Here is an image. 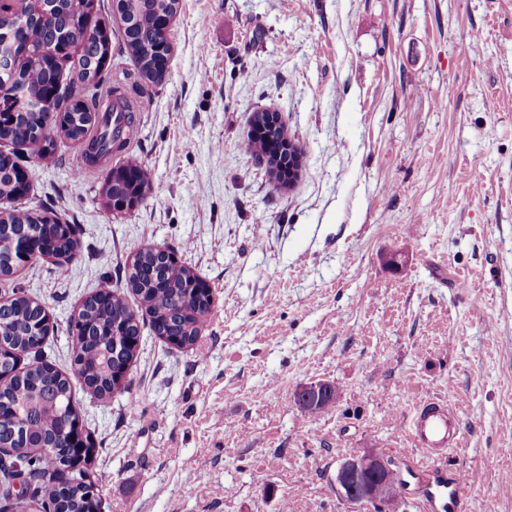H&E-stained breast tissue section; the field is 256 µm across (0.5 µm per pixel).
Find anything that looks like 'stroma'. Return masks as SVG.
Masks as SVG:
<instances>
[{"instance_id": "35a3bbf8", "label": "stroma", "mask_w": 512, "mask_h": 512, "mask_svg": "<svg viewBox=\"0 0 512 512\" xmlns=\"http://www.w3.org/2000/svg\"><path fill=\"white\" fill-rule=\"evenodd\" d=\"M165 80L136 86L130 153L151 173L115 215L61 141L27 207L81 228L65 276L16 281L45 305V350L71 372L68 322L141 247L172 249L211 287L194 347L143 331L123 390L77 404L104 512H351L341 460L383 456L419 512L416 406L460 421L442 464L465 512H512V0H182ZM279 113L302 152L277 186L242 143ZM467 279L469 291L456 283ZM326 380L334 403L295 394Z\"/></svg>"}]
</instances>
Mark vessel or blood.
<instances>
[{"label":"vessel or blood","mask_w":512,"mask_h":512,"mask_svg":"<svg viewBox=\"0 0 512 512\" xmlns=\"http://www.w3.org/2000/svg\"><path fill=\"white\" fill-rule=\"evenodd\" d=\"M410 433L417 446L435 452L457 447L461 432L459 422L447 402L426 400L416 410ZM462 476L447 478L441 467H434L424 482L427 512H461Z\"/></svg>","instance_id":"obj_1"}]
</instances>
